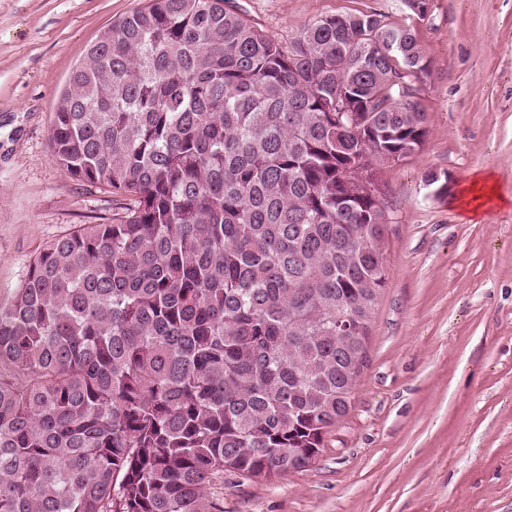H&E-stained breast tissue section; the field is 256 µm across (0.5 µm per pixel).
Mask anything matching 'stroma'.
I'll return each mask as SVG.
<instances>
[{
    "label": "stroma",
    "mask_w": 512,
    "mask_h": 512,
    "mask_svg": "<svg viewBox=\"0 0 512 512\" xmlns=\"http://www.w3.org/2000/svg\"><path fill=\"white\" fill-rule=\"evenodd\" d=\"M148 0H0V304L57 235L112 215L59 167L49 135L101 31ZM281 42L319 17L377 10L413 26L432 72L416 153L377 163L386 280L348 414L308 467L224 475V512H512V0H227ZM447 176L436 194L427 173ZM491 175L501 203L462 193Z\"/></svg>",
    "instance_id": "35a3bbf8"
}]
</instances>
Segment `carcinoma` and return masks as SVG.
Listing matches in <instances>:
<instances>
[{"label": "carcinoma", "mask_w": 512, "mask_h": 512, "mask_svg": "<svg viewBox=\"0 0 512 512\" xmlns=\"http://www.w3.org/2000/svg\"><path fill=\"white\" fill-rule=\"evenodd\" d=\"M222 3L113 21L59 98L55 159L117 204L0 306V512H224V472L305 467L350 409L386 269L346 172L423 146L428 63L377 10L284 44Z\"/></svg>", "instance_id": "1"}]
</instances>
